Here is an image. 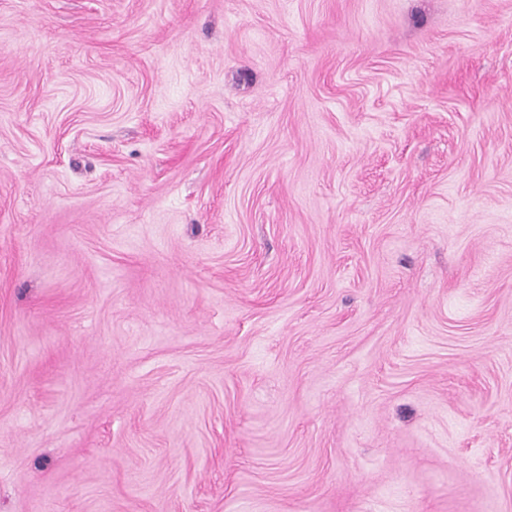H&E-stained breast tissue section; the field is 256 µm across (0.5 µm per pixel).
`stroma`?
I'll return each mask as SVG.
<instances>
[{"mask_svg": "<svg viewBox=\"0 0 512 512\" xmlns=\"http://www.w3.org/2000/svg\"><path fill=\"white\" fill-rule=\"evenodd\" d=\"M0 512H512V0H0Z\"/></svg>", "mask_w": 512, "mask_h": 512, "instance_id": "stroma-1", "label": "stroma"}]
</instances>
